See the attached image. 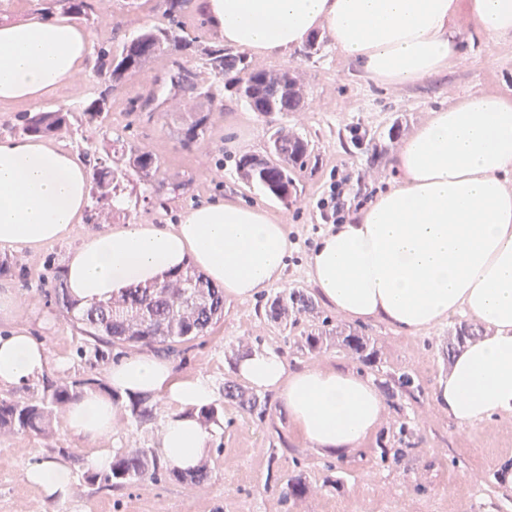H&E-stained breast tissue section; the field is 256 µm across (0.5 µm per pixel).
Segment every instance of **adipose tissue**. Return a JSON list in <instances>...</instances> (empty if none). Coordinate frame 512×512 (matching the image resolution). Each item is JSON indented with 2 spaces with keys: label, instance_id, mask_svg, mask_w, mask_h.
<instances>
[{
  "label": "adipose tissue",
  "instance_id": "obj_1",
  "mask_svg": "<svg viewBox=\"0 0 512 512\" xmlns=\"http://www.w3.org/2000/svg\"><path fill=\"white\" fill-rule=\"evenodd\" d=\"M225 46L273 57L325 32L375 84L402 87L433 77L459 58L468 29L512 34V0H204ZM88 32L65 17L0 21V104L33 108L79 71ZM394 176L380 193L317 241L309 276L325 303L354 321L416 334L463 316L486 331L456 354L433 393L460 426L512 415V98L475 91L428 119L403 141ZM90 171L69 151L30 137L0 139V247L37 249L70 236L87 207ZM288 230L260 205L217 201L176 224H114L68 257L65 280L90 304L137 284H159L186 265L246 300L281 278ZM45 346L26 330L0 336V387L45 376ZM236 377L274 393L277 409L311 447L359 448L386 414L378 386L351 368L290 367L271 348L240 356ZM114 392L161 397L171 411L158 446L186 470L210 457L216 427L197 418L217 398L205 377H180L144 353L109 369ZM115 409L88 390L64 422L92 442L111 433ZM45 496L66 501L71 473L59 458L25 470Z\"/></svg>",
  "mask_w": 512,
  "mask_h": 512
}]
</instances>
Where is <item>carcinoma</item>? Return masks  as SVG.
I'll use <instances>...</instances> for the list:
<instances>
[{
    "instance_id": "cac0c4a2",
    "label": "carcinoma",
    "mask_w": 512,
    "mask_h": 512,
    "mask_svg": "<svg viewBox=\"0 0 512 512\" xmlns=\"http://www.w3.org/2000/svg\"><path fill=\"white\" fill-rule=\"evenodd\" d=\"M187 0H161L162 16L167 23L141 29L135 36L117 44L94 47L93 71L99 77L95 97L54 112H20L9 125L15 136L49 137L67 132L74 134L85 127L102 134L110 150L95 158L91 169V210L109 199L119 202L123 182L129 173L137 175L142 193L156 197L165 206L161 191L167 177L161 158L153 151L126 145L123 136L112 132L108 122V105L112 92L158 53L172 49L183 55H196L213 75V81L200 86L191 81L174 83L181 99L205 97L211 100L229 90L251 111L264 117H288L304 107L305 95L294 72L289 69L266 71L252 67L246 55L222 46L203 45L192 37L180 20ZM42 11L50 16L59 11L71 18L91 24L97 15L96 0H44ZM208 118L196 113L182 128V144L190 147L208 136ZM309 142L285 122L269 128L268 147L264 154H246L236 162L239 179L258 185L283 204L297 196L299 175L311 163ZM54 303L87 336L111 345H144L173 353L176 346L197 336H205L224 316V289L206 280L193 267L176 272L161 285L135 286L118 298L106 302L82 304L70 295L62 278L53 288ZM264 316L274 322L288 320L296 324L305 317L311 328L302 334V347L310 352L322 348L330 336L341 337L342 345L363 362L373 358L371 340L356 330L339 329L324 317L319 318L313 294L305 288H285L269 299ZM482 329L462 324L448 341L447 354L456 347L481 335ZM97 385L89 378L71 384L60 383L45 390L36 399H0V431L8 434L39 435L48 431L57 411L81 394L80 388ZM224 398L237 403L243 411L263 419L268 400L248 393L232 382L224 383ZM156 404L149 398L131 402L132 417L142 423L153 417ZM149 478L153 481L174 479L198 484L209 479L201 466L183 472L167 465L151 448L124 451L112 457L109 470L91 473V483L102 481L112 487Z\"/></svg>"
}]
</instances>
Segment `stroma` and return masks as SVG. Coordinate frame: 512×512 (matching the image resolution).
Wrapping results in <instances>:
<instances>
[{
  "mask_svg": "<svg viewBox=\"0 0 512 512\" xmlns=\"http://www.w3.org/2000/svg\"><path fill=\"white\" fill-rule=\"evenodd\" d=\"M158 0H100L98 19L89 33L94 44L161 22ZM467 54L448 70L428 80L398 88L369 83L356 66L326 42L321 56L305 58L302 50L272 57H253L255 66L298 71L305 83L307 104L288 115L289 124L307 137L316 159L300 182L295 201L282 204L259 186L238 180L235 164L244 153H261L267 146L266 118L246 109L235 95L189 104L169 103L153 113L140 110L148 94L162 85L174 62L196 70L200 83L210 75L198 60L174 58L163 52L114 91L110 117L133 146L154 150L163 160L169 183L166 208L154 199L110 209L101 203L98 223L76 225L63 241L37 249L2 248L11 262L0 274V293L10 294L9 308L0 309V330H28L47 351L50 372L25 388L0 389V398L40 397L46 386L61 381L96 379L99 392L110 395L106 371L112 362L136 354L133 346H111L94 341L74 326L53 302L50 293L64 269L67 255L99 226L144 220L152 224L178 222L188 208L203 202L260 203L288 227L293 249L281 280L250 300H225L224 316L213 332L179 346L170 359L182 376H206L216 388L232 377L231 366L241 353L261 347L278 351L291 367L333 365L352 368L372 378L388 405L381 426L360 448L334 456L310 447L286 416L268 408L265 419L224 404L221 432L206 461L208 481L186 485L149 479L118 487L89 485L93 454L133 448H154L166 415L158 400L154 418L139 423L130 414V400L120 397L111 435L89 443L72 435L63 416H56L48 434H0V512H512V416L471 427H461L436 407L434 388L448 371V340L460 325L453 317L432 329L407 335L370 322L359 329L376 351L374 363H363L336 338L321 350L301 349L307 322L285 325L267 321L263 306L268 297L286 287H309L308 260L327 225L317 207L328 197L334 180L347 178L350 210L367 203L388 187L391 160L401 144L429 112L447 107L456 96L474 90L512 97V38H496L476 30L466 33ZM92 59L53 98L43 111H56L90 101L97 83ZM208 116L206 141L184 147L180 128L189 113ZM399 125L397 138L388 130ZM410 376L415 388L407 393L398 380ZM390 455L380 460L377 444ZM66 449L71 470V493L58 503L28 485V464L57 456ZM301 476L309 491L301 499H285L288 477Z\"/></svg>",
  "mask_w": 512,
  "mask_h": 512,
  "instance_id": "stroma-1",
  "label": "stroma"
}]
</instances>
